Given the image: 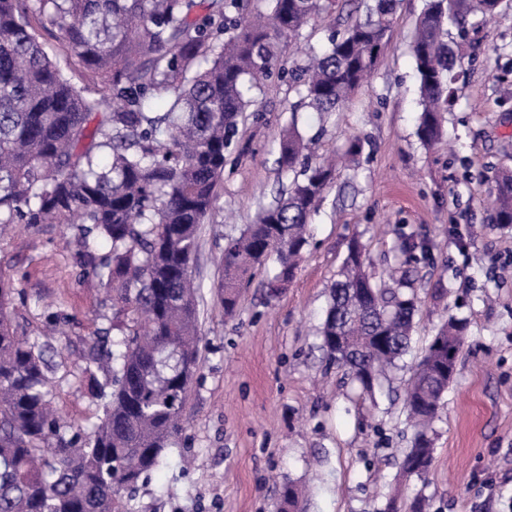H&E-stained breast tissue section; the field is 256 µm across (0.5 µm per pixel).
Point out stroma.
Wrapping results in <instances>:
<instances>
[{"instance_id": "35a3bbf8", "label": "stroma", "mask_w": 512, "mask_h": 512, "mask_svg": "<svg viewBox=\"0 0 512 512\" xmlns=\"http://www.w3.org/2000/svg\"><path fill=\"white\" fill-rule=\"evenodd\" d=\"M427 0H398L389 38L368 82L338 112L321 116L297 87L266 81L239 122L237 149L201 224L192 275L199 285V369L190 384L184 431L123 512H276V491L303 485L304 512H383L398 496L425 512H512V225L488 218L496 175L512 170V0L503 19L476 13L477 32L448 40L462 60L444 136H417L419 78L410 53ZM374 0H336L334 20L315 22L280 45L292 65L321 50L351 15ZM296 122L311 159L365 144L343 162L309 218V245L281 294L268 264L225 317L217 285L227 237L253 223L292 176L277 163L278 139ZM73 224H20L0 234V279L12 288L13 318L45 341L50 395L65 420L102 414L83 379L89 337L112 318V296L90 277L96 244L80 248ZM410 236L425 249L400 250ZM375 276L396 271L417 301L411 345L373 396L360 395L344 367L330 363L318 330L351 240ZM466 319L457 371L434 421L435 462L423 478L398 481L414 431L403 408L412 376L449 316Z\"/></svg>"}]
</instances>
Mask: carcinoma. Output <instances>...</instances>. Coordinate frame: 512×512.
Segmentation results:
<instances>
[{
    "instance_id": "obj_1",
    "label": "carcinoma",
    "mask_w": 512,
    "mask_h": 512,
    "mask_svg": "<svg viewBox=\"0 0 512 512\" xmlns=\"http://www.w3.org/2000/svg\"><path fill=\"white\" fill-rule=\"evenodd\" d=\"M270 2L262 22L250 16L249 0H0V226L77 224L82 237L94 235L102 254L92 275L112 289L113 309L112 329L84 356L88 388L103 401L88 428L51 408L44 346L19 331L11 289L0 281V512H122L121 493L176 447L197 371L198 229L215 208L251 92L272 79L298 83L314 111H338L370 77L369 55L385 45L397 0H376L366 19L290 68L279 64V41L331 16L336 0ZM496 9V0H429L419 16L411 52L424 144L441 139V114L453 100L458 59L445 26ZM39 31L76 61L49 54ZM306 159L291 122L279 138L280 167L294 173L287 196L224 246V314L270 260V287L293 280L308 217L335 175L332 161ZM493 205L499 224H512V171L496 179ZM406 287L373 281L362 245L351 241L320 348L364 393L410 343L417 302ZM466 329L449 317L405 388L412 447L428 453L430 466V425L451 383L435 346L461 351ZM299 507L298 488L284 483L279 512Z\"/></svg>"
}]
</instances>
